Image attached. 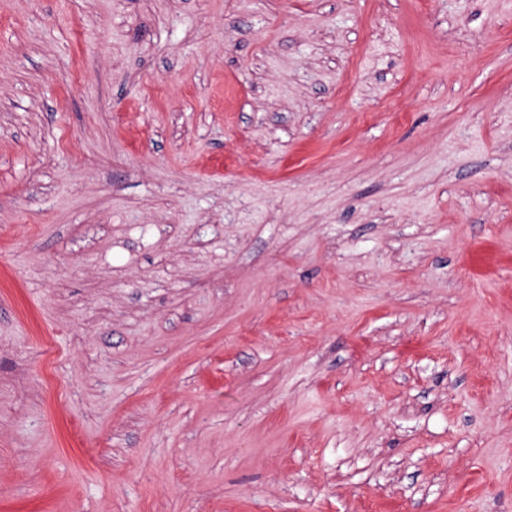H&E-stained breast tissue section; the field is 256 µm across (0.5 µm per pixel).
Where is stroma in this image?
<instances>
[{
  "instance_id": "obj_1",
  "label": "stroma",
  "mask_w": 512,
  "mask_h": 512,
  "mask_svg": "<svg viewBox=\"0 0 512 512\" xmlns=\"http://www.w3.org/2000/svg\"><path fill=\"white\" fill-rule=\"evenodd\" d=\"M0 512H512V0H0Z\"/></svg>"
}]
</instances>
